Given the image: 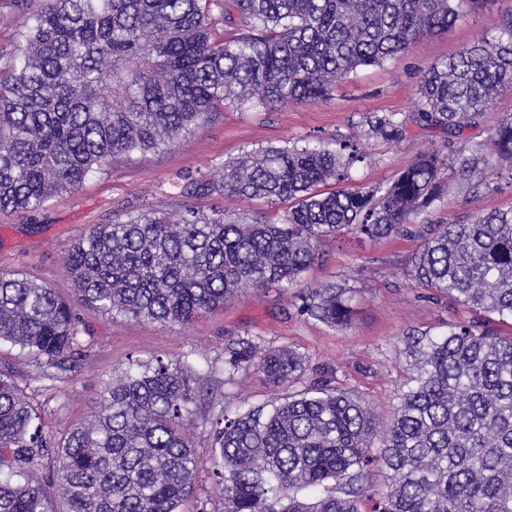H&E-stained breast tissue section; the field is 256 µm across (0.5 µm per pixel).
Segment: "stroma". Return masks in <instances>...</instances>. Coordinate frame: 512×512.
Segmentation results:
<instances>
[{
	"instance_id": "obj_1",
	"label": "stroma",
	"mask_w": 512,
	"mask_h": 512,
	"mask_svg": "<svg viewBox=\"0 0 512 512\" xmlns=\"http://www.w3.org/2000/svg\"><path fill=\"white\" fill-rule=\"evenodd\" d=\"M497 23L494 2L481 9L462 10L447 32L420 38L401 59L358 69L324 100L273 109H225L174 149L144 161L116 160L107 174L90 176L75 193L52 197L34 211L0 217V269L24 273L68 297L73 284L64 264L67 246L91 226L111 223L144 204L168 211L217 206L251 218L279 219L287 203L229 201L219 192L204 198L185 197L178 188L201 177L217 178L225 160L259 147L308 138L337 149L342 141L358 136L366 117L373 114L394 115L404 131L391 141L361 138L369 158L350 169L347 187L386 183L419 152L447 142L457 149L473 148L491 136L504 115L512 114V91L500 94L482 122L466 129L458 140L448 131L415 122L416 85L420 69L494 34ZM450 177L448 196L419 215L418 223H448L476 210L512 206V188L496 189V177H488L486 186L478 189L460 172H451ZM417 245V238L409 234L380 241L348 234L322 242L319 258L301 285L348 282L354 290L356 312L342 330L299 316L291 297L274 289L239 296L184 326L134 323L83 306L79 312L90 327L89 336L83 339L88 356L75 368L39 379L38 361L7 343L0 345V367L13 371L31 402L40 406L46 432L58 436L98 411L104 381L119 376L129 358L187 362L197 391L192 440L205 461L212 444L205 423L218 412L220 400L245 409L279 395L253 373L225 383V344L249 336L265 346L296 349L307 362L305 381L330 377L368 403L384 421L396 407L397 391L408 375L403 354L406 334L435 335L446 324L472 318L455 301L429 298L416 287L407 268Z\"/></svg>"
}]
</instances>
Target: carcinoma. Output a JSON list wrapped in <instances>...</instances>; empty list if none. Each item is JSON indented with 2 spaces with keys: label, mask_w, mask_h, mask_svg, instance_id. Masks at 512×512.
<instances>
[{
  "label": "carcinoma",
  "mask_w": 512,
  "mask_h": 512,
  "mask_svg": "<svg viewBox=\"0 0 512 512\" xmlns=\"http://www.w3.org/2000/svg\"><path fill=\"white\" fill-rule=\"evenodd\" d=\"M25 14L0 64V215L78 191L112 160L145 158L229 107L272 108L326 97L359 68L405 55L451 28L465 1L0 0ZM512 91V9L498 33L420 70L416 120L458 132ZM367 134L391 138L389 115ZM481 178L512 172V114L465 154L423 153L385 185L324 191L366 160L357 144L265 147L224 162L219 179L186 185L244 201L290 202L278 221L223 209L143 208L96 224L67 248L76 301L0 271V343L65 368L90 335L76 304L135 321L188 324L247 290L292 293L300 316L343 327L354 289H295L327 237L387 239L448 194V160ZM412 281L475 317L442 335L407 337L410 376L388 422L351 391L318 380L210 422L211 491L224 512H512V208L426 224ZM304 356L239 337L224 373L274 385L305 374ZM195 389L181 361L128 360L104 383L101 409L60 437L0 370V512H182L195 489ZM49 462L44 484L26 479ZM381 475L384 489L374 490Z\"/></svg>",
  "instance_id": "carcinoma-1"
}]
</instances>
